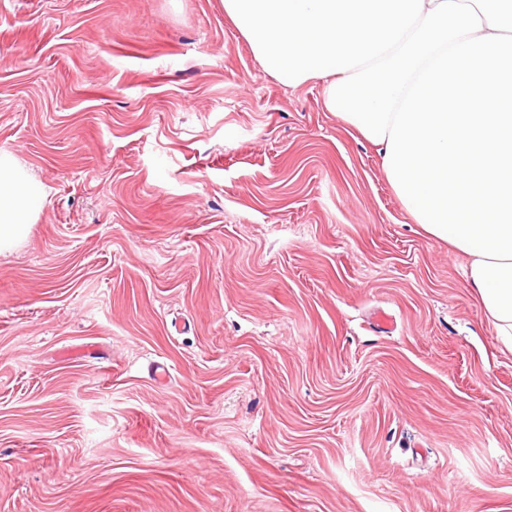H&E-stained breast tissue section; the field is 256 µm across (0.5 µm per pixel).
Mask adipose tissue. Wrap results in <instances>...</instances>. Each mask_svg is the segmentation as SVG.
<instances>
[{"instance_id": "obj_1", "label": "adipose tissue", "mask_w": 512, "mask_h": 512, "mask_svg": "<svg viewBox=\"0 0 512 512\" xmlns=\"http://www.w3.org/2000/svg\"><path fill=\"white\" fill-rule=\"evenodd\" d=\"M264 71L324 85V107L381 146L403 209L464 255L512 347V0H221ZM42 185L0 154V252Z\"/></svg>"}]
</instances>
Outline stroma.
I'll list each match as a JSON object with an SVG mask.
<instances>
[{"label": "stroma", "mask_w": 512, "mask_h": 512, "mask_svg": "<svg viewBox=\"0 0 512 512\" xmlns=\"http://www.w3.org/2000/svg\"><path fill=\"white\" fill-rule=\"evenodd\" d=\"M1 151L0 512H512L465 257L220 0H0ZM46 193L8 153L0 154V253L20 242L44 208Z\"/></svg>", "instance_id": "1"}]
</instances>
